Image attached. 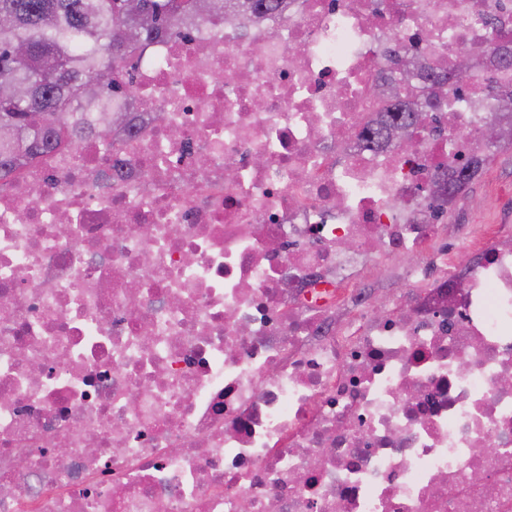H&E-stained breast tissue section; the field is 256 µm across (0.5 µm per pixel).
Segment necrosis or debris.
I'll return each instance as SVG.
<instances>
[{
    "mask_svg": "<svg viewBox=\"0 0 512 512\" xmlns=\"http://www.w3.org/2000/svg\"><path fill=\"white\" fill-rule=\"evenodd\" d=\"M500 33L512 0H289L141 43L112 152L0 182V512H512V239L435 255L426 193L488 153ZM463 41L452 118L366 149L386 49ZM410 262L411 260L404 256L391 258L380 269L366 270L355 288H358V293L368 298L371 304L373 301L386 303L404 290L405 273Z\"/></svg>",
    "mask_w": 512,
    "mask_h": 512,
    "instance_id": "necrosis-or-debris-1",
    "label": "necrosis or debris"
}]
</instances>
